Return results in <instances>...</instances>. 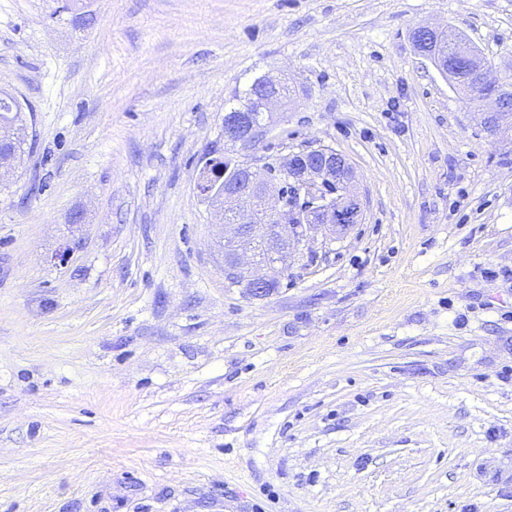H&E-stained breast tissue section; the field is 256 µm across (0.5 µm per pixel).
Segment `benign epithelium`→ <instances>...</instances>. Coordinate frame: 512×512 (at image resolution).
I'll use <instances>...</instances> for the list:
<instances>
[{
	"mask_svg": "<svg viewBox=\"0 0 512 512\" xmlns=\"http://www.w3.org/2000/svg\"><path fill=\"white\" fill-rule=\"evenodd\" d=\"M455 72L466 71L480 83L493 89L482 98L478 123L489 135H497V124L504 111L499 92L503 80L495 76L496 66L470 50H461L448 61ZM281 81L262 78L255 83L254 99L266 112L282 105ZM267 128L253 122L252 113L231 112L224 117V140L254 145L262 141ZM243 178L224 189V280L226 284L241 281L248 285L250 296L263 299L277 292V273L288 271V262L308 249L311 232L330 227L343 235L362 219L361 200L350 189L353 168L345 156L332 148L313 152L268 157L260 167L246 161L239 165ZM337 185L328 194L325 186ZM261 238L268 249L266 261L256 260L268 274L251 270L247 258L250 242Z\"/></svg>",
	"mask_w": 512,
	"mask_h": 512,
	"instance_id": "1",
	"label": "benign epithelium"
}]
</instances>
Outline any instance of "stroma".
I'll return each mask as SVG.
<instances>
[{
  "label": "stroma",
  "instance_id": "35a3bbf8",
  "mask_svg": "<svg viewBox=\"0 0 512 512\" xmlns=\"http://www.w3.org/2000/svg\"><path fill=\"white\" fill-rule=\"evenodd\" d=\"M512 78V0H0V512H512V155L415 50ZM329 147L363 219L224 281L202 160ZM83 211L84 223L70 221ZM253 84L248 92L250 97L247 105L244 106L243 109L234 108L230 111L231 113H227L224 117L225 142H240L243 145H255L264 139L267 132L265 126L266 119L264 112L258 108L254 99L265 112H269L270 114L282 105L283 96L280 91L281 81L272 78L259 79L255 83L254 97L252 90ZM252 114L254 121L264 126L256 125L253 122ZM23 106L13 95H0V138L14 152L16 161H22L26 153L29 132L22 116Z\"/></svg>",
  "mask_w": 512,
  "mask_h": 512
}]
</instances>
